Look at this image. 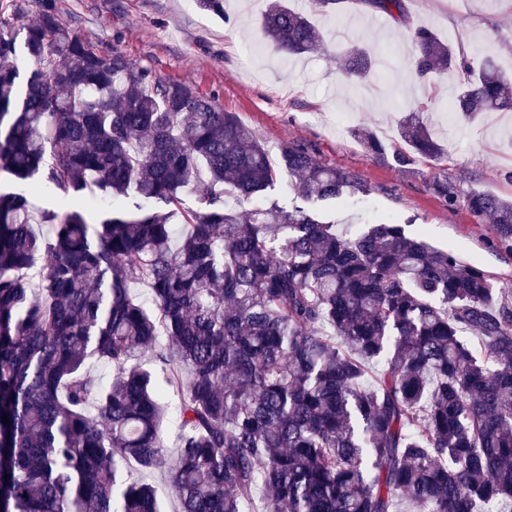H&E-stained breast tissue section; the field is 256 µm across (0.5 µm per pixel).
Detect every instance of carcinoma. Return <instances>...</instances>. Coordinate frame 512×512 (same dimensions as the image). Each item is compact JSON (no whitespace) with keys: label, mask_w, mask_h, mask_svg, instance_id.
<instances>
[{"label":"carcinoma","mask_w":512,"mask_h":512,"mask_svg":"<svg viewBox=\"0 0 512 512\" xmlns=\"http://www.w3.org/2000/svg\"><path fill=\"white\" fill-rule=\"evenodd\" d=\"M28 2L0 8V172L28 185L0 191V512H160L151 484L123 479L130 466L166 474L176 512L512 509V301L486 272L389 221L336 232L317 209L367 193L357 172L303 143L272 165L235 113L99 49L54 0L28 23ZM348 2L407 18L405 0L310 7L338 20ZM260 29L286 56L323 47L310 14L278 2ZM409 45L398 64L429 92L396 141L357 131L373 155L442 157L423 120L438 74L457 79L458 119L512 112V76L490 57L426 25ZM336 60L354 84L378 65L358 44ZM284 174L287 208L269 195ZM88 180L90 204L112 202L98 224L85 205L31 202ZM198 184L208 208L181 209ZM430 190L456 202L446 174ZM466 205L512 251V202L473 192ZM144 349L161 374L138 363Z\"/></svg>","instance_id":"1"}]
</instances>
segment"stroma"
Listing matches in <instances>:
<instances>
[{
    "instance_id": "obj_1",
    "label": "stroma",
    "mask_w": 512,
    "mask_h": 512,
    "mask_svg": "<svg viewBox=\"0 0 512 512\" xmlns=\"http://www.w3.org/2000/svg\"><path fill=\"white\" fill-rule=\"evenodd\" d=\"M408 24L356 8L347 17L360 20L352 41L373 56L408 44L410 24L429 25L444 39L462 44L474 55L493 56L512 73V0H407ZM63 21L98 48L123 50L166 82L190 86L214 98L224 111L236 113L260 137L271 159L283 146L309 144L322 163L353 170L369 188L329 205L323 221L342 232L371 222L402 224L430 245L453 251L480 265L504 296L512 297V251L498 242L490 222H476L463 198L483 192L512 199V112H492L467 124L449 117L454 80L442 78L440 102L425 120L445 155L415 158L399 167L370 154L354 129L374 131L385 142L397 136V123L423 89L395 68L350 86L336 64V24L315 15L324 48L288 59L272 47L249 55L259 42L256 22L269 0H224L223 15L200 10L195 0H57ZM343 132H336L337 120ZM458 195L448 204L430 192L439 173Z\"/></svg>"
}]
</instances>
